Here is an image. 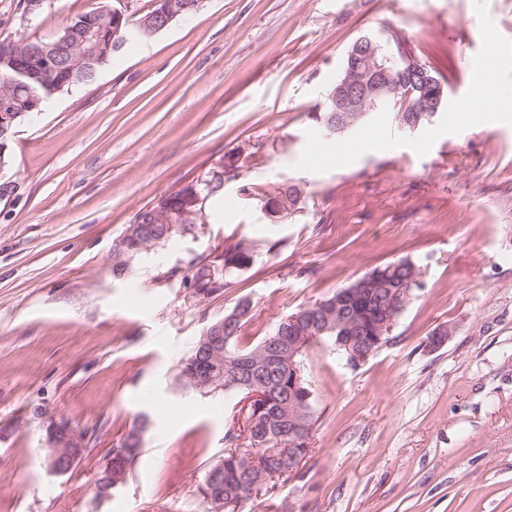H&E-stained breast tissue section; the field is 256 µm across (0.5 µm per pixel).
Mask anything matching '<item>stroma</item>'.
<instances>
[{"mask_svg": "<svg viewBox=\"0 0 512 512\" xmlns=\"http://www.w3.org/2000/svg\"><path fill=\"white\" fill-rule=\"evenodd\" d=\"M96 0H44L20 19L0 0V39L55 35ZM408 37L438 67L443 111L416 129L374 112L325 135L313 115L356 39ZM501 60L499 111L449 123L480 76L463 43ZM0 202V512H203L198 492L241 394L177 379L206 328L243 298L247 348L300 306L408 259L422 286L388 342L351 366L309 347L313 438L296 472L238 512H512V0H204L132 41L96 80L19 123ZM230 153L236 177L194 234L153 247L124 274L113 247L135 212ZM305 195L271 221L262 200ZM241 240L259 252L226 287L196 294L200 259ZM451 336L433 349L428 338ZM149 415L124 486L95 499L104 457ZM93 439L51 472L46 429ZM303 195V190L298 187H290L288 185H283L282 188H278L277 193L272 196L268 195L266 200L263 202V206L267 209L271 200H273L274 204L273 208H278L280 211V204L283 208V213L280 214L277 218H284L288 215L292 214L297 208L295 206L300 202V199ZM281 200V202L279 201Z\"/></svg>", "mask_w": 512, "mask_h": 512, "instance_id": "stroma-1", "label": "stroma"}]
</instances>
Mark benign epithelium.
I'll return each mask as SVG.
<instances>
[{
    "label": "benign epithelium",
    "mask_w": 512,
    "mask_h": 512,
    "mask_svg": "<svg viewBox=\"0 0 512 512\" xmlns=\"http://www.w3.org/2000/svg\"><path fill=\"white\" fill-rule=\"evenodd\" d=\"M183 11V7L176 5L173 0H166L164 8L149 14L142 20L143 28L155 30L159 27H167ZM407 60L409 55L404 47H399L394 53L384 51L382 42L371 36H362L356 40L347 51L342 72L331 94L332 111L339 114L336 124L330 126L334 133L343 132L353 123L342 116L344 112H352L357 118H363L368 113L376 110L378 102L392 100L399 94L406 97H414L412 105L402 108L401 112H418L420 118L405 120L403 124L415 128L420 124V119L431 118L445 104L446 92L443 84H437L430 77L426 69L408 64L400 71L401 78L394 77L397 70V59ZM374 292L372 288H348L336 297V327H331V321H317L309 319L304 314H299L290 319L294 325L295 335L288 337V366L293 372L291 388L288 392V419L298 420V416L304 412L305 405L311 398L310 390L300 385V370L294 362L295 357L306 348V344L312 340L310 332L323 334L332 329L342 332L336 337V345L346 350L347 362L357 366L367 361L387 340L396 317L398 316L405 291L398 290L387 294L381 301L382 310L377 313L376 320L365 324L360 310L356 309L366 294ZM224 322L220 321L205 332L202 343L215 349L223 345ZM240 389L245 391L247 408L254 410L259 407V402L264 399L261 389L253 384H240ZM290 441L288 447L281 451L284 458L288 459V472L296 471L307 452L304 448L297 447L305 439V433L301 428H295L289 432ZM87 439L81 437L71 424L62 419L53 421L48 428L47 456L51 469L57 474H65L72 470L74 464L82 457ZM126 468L113 466L112 459L105 462L104 481L98 488V499L108 497L112 488L123 483L126 479Z\"/></svg>",
    "instance_id": "obj_1"
}]
</instances>
